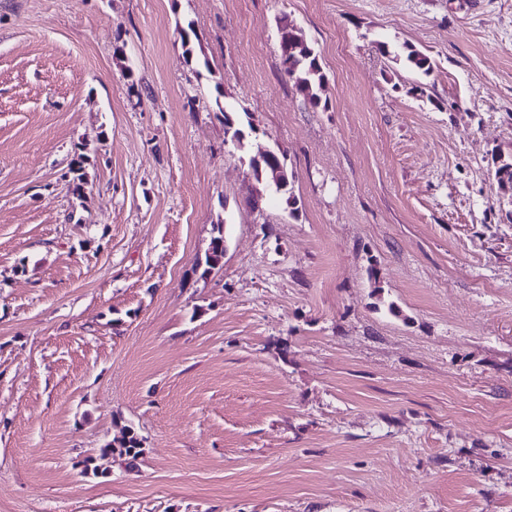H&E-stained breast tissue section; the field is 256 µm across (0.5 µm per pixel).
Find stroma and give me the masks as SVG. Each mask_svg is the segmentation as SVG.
Masks as SVG:
<instances>
[{"label":"stroma","mask_w":512,"mask_h":512,"mask_svg":"<svg viewBox=\"0 0 512 512\" xmlns=\"http://www.w3.org/2000/svg\"><path fill=\"white\" fill-rule=\"evenodd\" d=\"M507 158L512 0H0V512H512ZM302 48L298 37L295 36L288 42V57L294 59L300 56L298 50ZM281 65L285 75L292 79L296 91L313 106H319L322 101L324 78L321 73L319 58L314 48L307 45L305 53L300 59L285 68L283 53L280 48ZM376 48L387 54L394 53L396 60L401 61L408 68L415 70L417 72H421L422 74H429L432 68L431 62L427 56L420 53L415 49H411L409 47H405V50L398 52L389 50V45L384 41H376ZM284 160V154L279 155V163L277 162L275 165L267 161H262L261 163H252L250 159L249 167L252 169L255 179L258 182L264 183L265 187H270L274 193L278 194L280 198L285 201V204L289 209V213L293 214L298 210V207H295L297 204V199L293 194L291 181L288 175L287 164L284 163ZM274 168H279L282 170V178L284 180L283 184L288 185L286 189L280 190L273 184L271 178L272 170H274Z\"/></svg>","instance_id":"obj_1"}]
</instances>
